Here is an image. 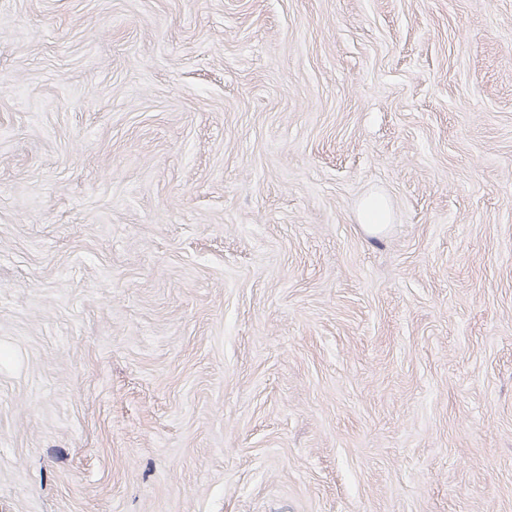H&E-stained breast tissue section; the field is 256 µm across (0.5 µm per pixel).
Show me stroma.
Segmentation results:
<instances>
[{"label": "stroma", "mask_w": 512, "mask_h": 512, "mask_svg": "<svg viewBox=\"0 0 512 512\" xmlns=\"http://www.w3.org/2000/svg\"><path fill=\"white\" fill-rule=\"evenodd\" d=\"M0 512H512V0H0ZM390 211L381 196H370L360 206V222L368 233L378 232L384 224H388Z\"/></svg>", "instance_id": "obj_1"}]
</instances>
